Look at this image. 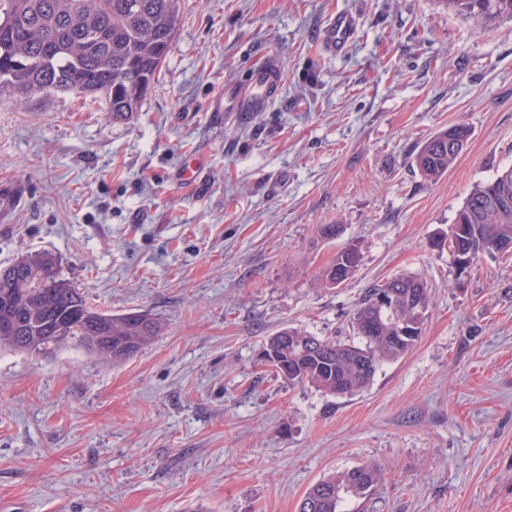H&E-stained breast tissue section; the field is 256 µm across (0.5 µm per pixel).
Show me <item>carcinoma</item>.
Segmentation results:
<instances>
[{"label": "carcinoma", "mask_w": 512, "mask_h": 512, "mask_svg": "<svg viewBox=\"0 0 512 512\" xmlns=\"http://www.w3.org/2000/svg\"><path fill=\"white\" fill-rule=\"evenodd\" d=\"M180 0H0V87L21 95L66 92L103 95L112 119L127 120L146 95L169 52L180 24ZM448 12L478 25L512 19V0H437ZM469 139L463 124L425 140L415 155L420 173L437 181L448 172ZM457 237L434 245L459 248L481 258L502 251L512 240V167L477 185L457 212ZM360 250L348 243L322 274V283L339 285L357 269ZM0 277V350L50 356L74 346L98 354L121 349L112 360H126L159 334V322L146 313L101 312L58 270L48 252L22 257ZM394 292L388 310L376 298ZM431 302L418 275L396 276L367 289L351 316L361 343H346L283 328L263 345L265 362L290 383L311 385L344 397L365 388L385 360L406 355L418 342ZM383 479V469L367 463L315 483L299 512H341L348 498L365 500Z\"/></svg>", "instance_id": "obj_1"}]
</instances>
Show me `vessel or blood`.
<instances>
[{"label":"vessel or blood","mask_w":512,"mask_h":512,"mask_svg":"<svg viewBox=\"0 0 512 512\" xmlns=\"http://www.w3.org/2000/svg\"><path fill=\"white\" fill-rule=\"evenodd\" d=\"M356 27L354 16L344 12L331 14L322 29L326 50L333 54L341 52L353 39ZM284 78L279 62L267 60L251 69L245 79L225 82L219 109L239 115L264 111L277 97Z\"/></svg>","instance_id":"obj_1"}]
</instances>
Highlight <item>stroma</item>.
I'll list each match as a JSON object with an SVG mask.
<instances>
[{
	"label": "stroma",
	"mask_w": 512,
	"mask_h": 512,
	"mask_svg": "<svg viewBox=\"0 0 512 512\" xmlns=\"http://www.w3.org/2000/svg\"><path fill=\"white\" fill-rule=\"evenodd\" d=\"M338 11L358 27L329 55ZM266 58L278 100L215 111ZM457 123L464 150L425 179L420 143ZM511 166L512 20L437 0H181L124 121L100 96L1 90L0 268L52 252L95 307L161 331L119 362L0 351V512H298L369 462L384 480L358 512H512V253L461 278L434 244ZM348 242L357 271L323 287ZM399 274L427 282L428 318L363 390L333 397L262 361L286 327L352 340L367 288Z\"/></svg>",
	"instance_id": "35a3bbf8"
}]
</instances>
